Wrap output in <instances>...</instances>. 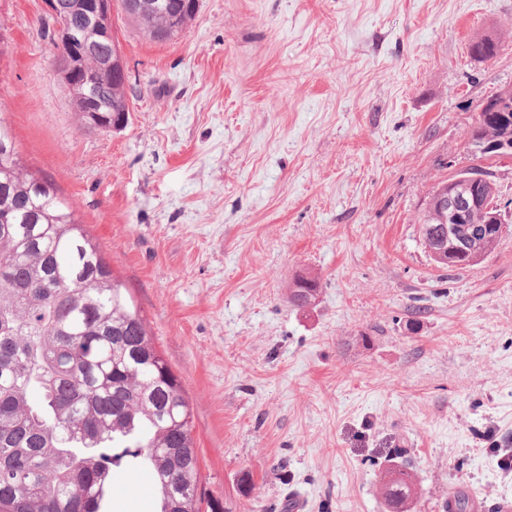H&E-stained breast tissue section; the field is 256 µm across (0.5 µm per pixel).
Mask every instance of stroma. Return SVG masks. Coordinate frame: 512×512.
Listing matches in <instances>:
<instances>
[{
  "mask_svg": "<svg viewBox=\"0 0 512 512\" xmlns=\"http://www.w3.org/2000/svg\"><path fill=\"white\" fill-rule=\"evenodd\" d=\"M0 18V113L179 377L200 512H384L394 461L425 489L413 512L512 501V160L483 261L438 267L419 226L512 89V0H199L166 42L112 0L129 114L108 132L70 106L46 0ZM300 276L320 283L303 309ZM497 95L492 96L482 105L476 120V125H478L473 127L468 140L473 135L484 137L489 133H501L508 128H511L512 131V106H508V110H500L497 101L494 100ZM308 277L300 276L289 291V302L297 308H305L315 302L319 288H305L300 284L301 281H307Z\"/></svg>",
  "mask_w": 512,
  "mask_h": 512,
  "instance_id": "1",
  "label": "stroma"
}]
</instances>
